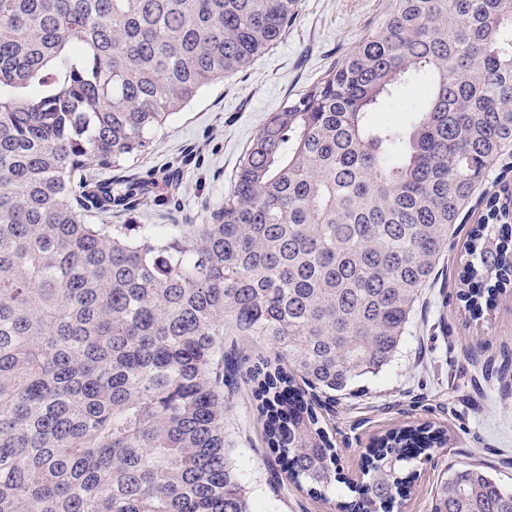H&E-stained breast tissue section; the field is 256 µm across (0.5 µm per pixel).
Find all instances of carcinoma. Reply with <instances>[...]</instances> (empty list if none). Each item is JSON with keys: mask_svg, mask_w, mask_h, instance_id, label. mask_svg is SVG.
<instances>
[{"mask_svg": "<svg viewBox=\"0 0 512 512\" xmlns=\"http://www.w3.org/2000/svg\"><path fill=\"white\" fill-rule=\"evenodd\" d=\"M301 0H0V512H255L224 388L252 386L286 478L324 497L330 401L396 352L448 230L512 163V0H392L272 113L207 224H93L163 202L151 134L276 45ZM422 80L410 118L379 122ZM97 166L110 175L91 179ZM460 300L512 287V197H485ZM262 345L224 354V337ZM429 424L378 439L342 512H390ZM432 512H512L484 467Z\"/></svg>", "mask_w": 512, "mask_h": 512, "instance_id": "carcinoma-1", "label": "carcinoma"}]
</instances>
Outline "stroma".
<instances>
[{"label": "stroma", "mask_w": 512, "mask_h": 512, "mask_svg": "<svg viewBox=\"0 0 512 512\" xmlns=\"http://www.w3.org/2000/svg\"><path fill=\"white\" fill-rule=\"evenodd\" d=\"M392 0H302L283 39L243 72L207 86L135 161L140 170H159L191 145L197 164L179 174L178 204L121 216L124 224H200L230 191L239 160L273 112L340 63L358 39L386 13ZM484 206L464 208L448 232V247L434 282L423 289L405 336L391 362L356 382L348 395L323 403L321 421L339 457L342 482L327 498L281 478L276 457L255 421L249 390H239L224 410V430L234 444L232 462L248 489L255 512H338L349 499V483L363 479L366 449L387 430L430 422L448 432L446 447L418 462L410 491L397 499V512H431L438 479L449 466L484 464L512 488V290L473 318L456 297L470 229Z\"/></svg>", "instance_id": "obj_1"}]
</instances>
